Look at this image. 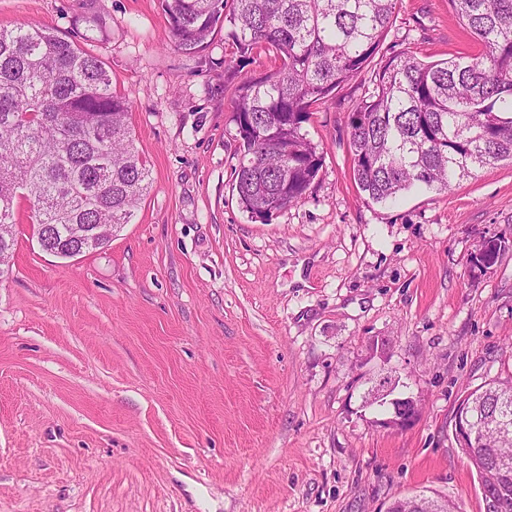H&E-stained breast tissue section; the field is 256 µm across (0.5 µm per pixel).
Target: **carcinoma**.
I'll return each instance as SVG.
<instances>
[{"mask_svg":"<svg viewBox=\"0 0 512 512\" xmlns=\"http://www.w3.org/2000/svg\"><path fill=\"white\" fill-rule=\"evenodd\" d=\"M174 44L203 50L231 29L240 59L224 65L237 127L239 206L260 219L306 199L323 155L303 125L380 52L398 0H159ZM484 52L426 62L413 54L379 66L347 118L352 177L382 203L420 185L450 191L479 168L512 160V0H450ZM274 65L236 81L253 50ZM132 105L112 89L100 58L49 26L0 27V225L25 199L38 238L67 224L131 222L150 188L134 145ZM477 445L464 448L479 476L484 512H512V377L469 392ZM457 512L450 500L397 501L389 512Z\"/></svg>","mask_w":512,"mask_h":512,"instance_id":"carcinoma-1","label":"carcinoma"}]
</instances>
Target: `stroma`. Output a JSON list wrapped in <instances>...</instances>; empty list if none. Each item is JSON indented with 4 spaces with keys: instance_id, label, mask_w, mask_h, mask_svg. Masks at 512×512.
I'll use <instances>...</instances> for the list:
<instances>
[{
    "instance_id": "1",
    "label": "stroma",
    "mask_w": 512,
    "mask_h": 512,
    "mask_svg": "<svg viewBox=\"0 0 512 512\" xmlns=\"http://www.w3.org/2000/svg\"><path fill=\"white\" fill-rule=\"evenodd\" d=\"M23 22L101 57L151 187L107 246L66 260L20 204L0 512H387L419 495L483 512L452 426L465 392L512 375V163L369 201L346 125L366 69L304 126L324 157L306 199L264 221L233 191L227 30L188 55L158 0H0V27ZM479 51L449 0H398L381 49ZM488 238L505 250L471 265ZM382 377L420 399L410 427L363 407Z\"/></svg>"
}]
</instances>
